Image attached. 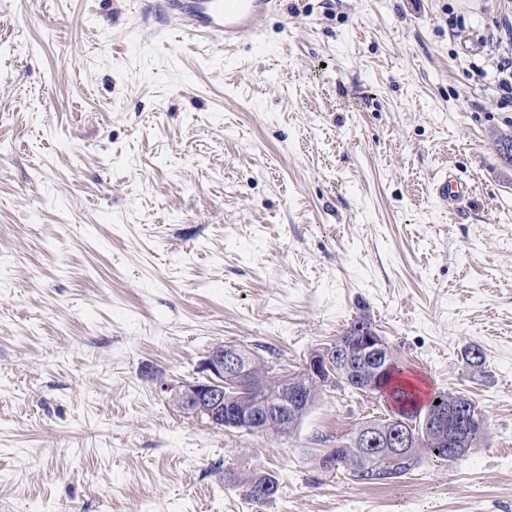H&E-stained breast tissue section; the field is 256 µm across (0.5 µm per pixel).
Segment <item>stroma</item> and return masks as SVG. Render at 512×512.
<instances>
[{"mask_svg":"<svg viewBox=\"0 0 512 512\" xmlns=\"http://www.w3.org/2000/svg\"><path fill=\"white\" fill-rule=\"evenodd\" d=\"M162 2L0 0V512H512V0H279L232 49ZM362 315L481 442L360 483L309 456L387 402L329 388L277 438L159 390L219 342L300 371ZM504 32L506 40L510 45V49L507 47V49L504 50V54L500 56L495 67L498 86L506 95L504 98H510L507 95H512V53L509 29L504 30ZM469 187L458 179L448 180L445 177L434 185V194L437 200L449 209H454L455 205L464 199L468 194Z\"/></svg>","mask_w":512,"mask_h":512,"instance_id":"1","label":"stroma"}]
</instances>
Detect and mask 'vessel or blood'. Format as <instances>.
I'll list each match as a JSON object with an SVG mask.
<instances>
[{"mask_svg":"<svg viewBox=\"0 0 512 512\" xmlns=\"http://www.w3.org/2000/svg\"><path fill=\"white\" fill-rule=\"evenodd\" d=\"M275 7L276 0H167L165 4L182 33L209 37L227 46L254 39L259 22ZM434 194L452 208L467 196L468 187L461 180L444 179L435 184Z\"/></svg>","mask_w":512,"mask_h":512,"instance_id":"obj_1","label":"vessel or blood"}]
</instances>
